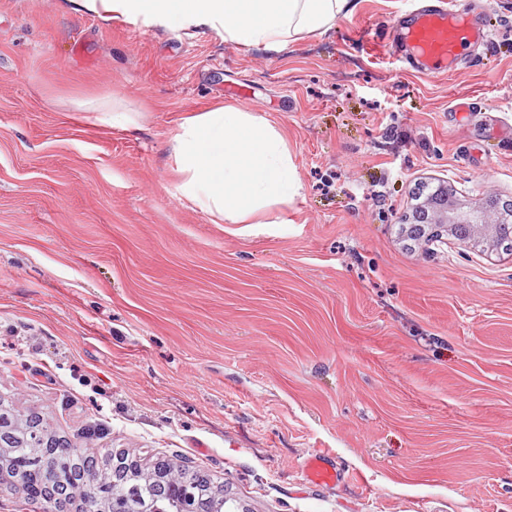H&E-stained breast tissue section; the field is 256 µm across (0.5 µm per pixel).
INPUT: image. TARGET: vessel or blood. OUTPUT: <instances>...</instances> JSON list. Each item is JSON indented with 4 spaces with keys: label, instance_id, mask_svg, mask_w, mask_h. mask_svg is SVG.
I'll list each match as a JSON object with an SVG mask.
<instances>
[{
    "label": "vessel or blood",
    "instance_id": "1",
    "mask_svg": "<svg viewBox=\"0 0 512 512\" xmlns=\"http://www.w3.org/2000/svg\"><path fill=\"white\" fill-rule=\"evenodd\" d=\"M411 52V63L428 75L454 70L464 46L488 41L490 32L461 8L417 9L405 16L396 31ZM304 471L317 485L336 483L340 472L328 453L308 458Z\"/></svg>",
    "mask_w": 512,
    "mask_h": 512
}]
</instances>
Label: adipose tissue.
Here are the masks:
<instances>
[{
    "label": "adipose tissue",
    "mask_w": 512,
    "mask_h": 512,
    "mask_svg": "<svg viewBox=\"0 0 512 512\" xmlns=\"http://www.w3.org/2000/svg\"><path fill=\"white\" fill-rule=\"evenodd\" d=\"M68 10L147 27L206 28L242 46L277 50L304 34L325 31L351 14L354 0H63ZM182 198L228 224L271 215L302 185L280 128L232 106L186 118L171 144Z\"/></svg>",
    "instance_id": "obj_1"
}]
</instances>
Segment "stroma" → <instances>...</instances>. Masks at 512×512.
Segmentation results:
<instances>
[{"label":"stroma","instance_id":"obj_1","mask_svg":"<svg viewBox=\"0 0 512 512\" xmlns=\"http://www.w3.org/2000/svg\"><path fill=\"white\" fill-rule=\"evenodd\" d=\"M444 4L491 40L422 75L393 27ZM219 105L286 136L278 223L179 197L171 137ZM442 180L512 201V0H356L279 53L0 0V400L243 512H512V253L408 247ZM321 450L336 484L303 477ZM96 112H102L101 121L112 125V128L124 131L137 129L136 121L130 116L129 112L121 111L112 107V101L98 104L95 107ZM192 469L188 463H172L164 471L156 475L157 484L173 496L185 494L187 500L191 501L196 496L195 487L199 482L207 483L211 493L206 497L203 494L197 497L193 512H213L219 510L218 503L224 498L223 486L214 485L211 481H204L205 477L199 476L198 480L190 479L189 472Z\"/></svg>","mask_w":512,"mask_h":512}]
</instances>
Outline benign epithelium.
<instances>
[{
	"label": "benign epithelium",
	"instance_id": "7a95c632",
	"mask_svg": "<svg viewBox=\"0 0 512 512\" xmlns=\"http://www.w3.org/2000/svg\"><path fill=\"white\" fill-rule=\"evenodd\" d=\"M512 222V206L500 203L493 193H488L476 207H464L453 196L447 183L438 185L423 200L417 202L404 217L402 230L406 237L422 248L446 241L456 240L462 244L482 243L491 249L512 250V243L501 241L502 229ZM19 424L0 422V480L10 477L18 487L26 481V470L9 456L14 431ZM33 442L38 448L46 449L51 456L67 447L68 438L61 437L41 428L32 431ZM191 467L188 463L172 464L156 475L157 484L167 493L185 495L186 499L196 500L193 512H217L224 498V488L208 483L211 493L196 495V486L203 478H189ZM144 469L139 461L115 454L112 456V482L123 481L127 476L142 474ZM108 486L99 472L98 461L86 458L81 479L71 485L58 484L51 480L39 485L42 499L55 507V512H68L67 505L72 501L82 503L81 512L90 510L89 504L98 506V512H125L122 502L109 499L102 493Z\"/></svg>",
	"mask_w": 512,
	"mask_h": 512
}]
</instances>
